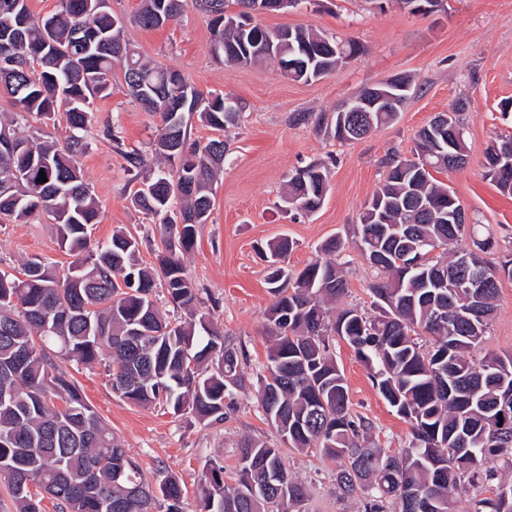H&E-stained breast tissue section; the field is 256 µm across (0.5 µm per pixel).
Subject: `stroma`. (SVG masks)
<instances>
[{
  "mask_svg": "<svg viewBox=\"0 0 512 512\" xmlns=\"http://www.w3.org/2000/svg\"><path fill=\"white\" fill-rule=\"evenodd\" d=\"M140 3L110 0L135 50L177 68L200 92L238 99L244 111L241 124L224 133L233 152L214 185L210 218L185 254L184 265L204 300L202 312L240 352L246 384L234 390L224 423L208 424L121 399L112 390L107 363L85 367L61 359L57 367L79 387L148 482L155 485L164 476H175L183 489L182 512H202L206 462H222L230 486L243 438L280 441L253 389L267 363L265 312L273 301L257 244L288 235L296 243L288 267L301 271L325 239L352 233L364 203L379 186L386 154L411 156L418 130L463 98L469 103L461 115L468 162L438 179L476 220L479 235L492 236L495 256L512 253V195L502 194L483 169L487 146L497 136L512 135V111L501 109L502 101L512 100V0H443L429 14L412 13L398 0H301L288 11L262 15V24L271 30L302 26L362 46L359 56L310 82L289 79L271 62L225 66L211 53V33L195 0H184L178 20L153 30L133 21ZM396 75L411 76L414 93L394 121L362 140L342 144L318 133L313 124L289 122L296 112H334L362 88ZM95 109L96 121L80 157L84 179L102 213L100 223L88 230L90 243L108 242L120 229L137 237L144 263H156L162 249L160 229L130 202L146 174L128 170L102 129L108 123L118 125L126 144L146 150L159 120L132 103L119 72L110 95L96 100ZM313 160L328 166L325 200L313 215L289 213L281 206L283 184L291 170ZM33 258L67 270L71 258L59 244L56 225L39 219L0 223V270H17ZM345 259L348 289L338 305L370 309L368 286L378 274L357 248H348ZM484 348L512 354V281L501 285ZM331 349L349 386L352 414L369 422L376 447L398 454L408 443V424L382 398L348 344L336 340ZM283 455L307 489L305 512H363V498L337 496L334 461L313 448H287Z\"/></svg>",
  "mask_w": 512,
  "mask_h": 512,
  "instance_id": "1",
  "label": "stroma"
}]
</instances>
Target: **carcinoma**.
Wrapping results in <instances>:
<instances>
[{
    "label": "carcinoma",
    "instance_id": "carcinoma-1",
    "mask_svg": "<svg viewBox=\"0 0 512 512\" xmlns=\"http://www.w3.org/2000/svg\"><path fill=\"white\" fill-rule=\"evenodd\" d=\"M183 0H141L136 24L152 30L178 18ZM250 0H196L207 20L211 53L228 65L262 60L277 64L299 57L309 62V81L333 71L343 57L336 38L304 28H248L231 6ZM120 67L133 101L161 120L154 154L172 169L157 167L132 196L133 206L158 221L164 251L158 264L139 258L136 238L117 231L92 249L88 229L100 223L98 202L85 183L79 156L84 133L95 118L94 101L112 86ZM386 110L358 112L362 121L322 113L316 129L341 143L367 137L393 121L411 95L393 90ZM10 98V121L0 122L19 149L0 151V221L24 222L33 214L57 226L59 243L72 257L67 273L31 259L20 275L0 270V481L15 512H41L29 485L45 487L57 512H182L183 489L164 478L159 492L84 400L78 386L56 369L50 354L92 365L106 354L112 390L126 401L162 405L176 415L222 423L232 389L244 385L239 352L205 314L168 318L154 303L155 288L167 290L176 308L199 301L183 255L213 207V180L230 144L220 135L201 144L190 136L192 117L222 132L237 124L240 107L228 96L205 97L184 75L144 59L124 39L123 24L97 0H60V9L37 17L27 0H0V95ZM459 99L448 113L422 127L412 157L391 153L385 177L359 213L353 235L360 255L386 275L369 285L373 315L357 307L334 309L347 292L336 257L346 250L332 236L321 257L298 273L288 270L296 243L281 236L262 252L266 283L275 301L266 314L270 347L267 374L257 398L267 420L288 448H318L337 462L334 481L343 498L364 495V512H454L455 496L492 477L489 461L512 467V356L482 350L502 281H512V258L497 263L483 254L492 237L472 240L468 250L448 254L466 233L451 223L464 211L458 197L434 174L456 171L468 161ZM65 114L64 143L33 129L29 118ZM103 136L131 169L147 167L146 156L125 149L115 127ZM485 151V177L504 194L495 146ZM47 181L39 182L40 173ZM327 167L310 162L293 170L282 200L303 214L317 212L328 191ZM405 252L423 255L410 271L397 265ZM480 278L477 295L463 288ZM348 343L368 368L373 385L406 423L411 438L397 455L371 446L368 425L352 415L347 381L330 343ZM467 459L464 467L459 460ZM203 512H302L305 486L294 478L282 449L264 441L241 444L235 484L224 483V465L207 466ZM508 496L493 494L474 512H512V482H499Z\"/></svg>",
    "mask_w": 512,
    "mask_h": 512
}]
</instances>
